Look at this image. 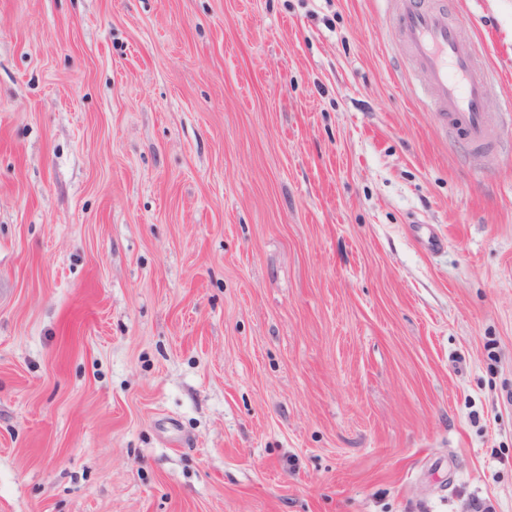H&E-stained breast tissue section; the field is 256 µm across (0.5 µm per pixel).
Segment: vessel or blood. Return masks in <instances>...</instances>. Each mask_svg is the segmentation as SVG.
I'll return each instance as SVG.
<instances>
[{"instance_id":"vessel-or-blood-1","label":"vessel or blood","mask_w":512,"mask_h":512,"mask_svg":"<svg viewBox=\"0 0 512 512\" xmlns=\"http://www.w3.org/2000/svg\"><path fill=\"white\" fill-rule=\"evenodd\" d=\"M396 25L429 86L437 90L436 107L449 126L473 149L490 147L494 130L486 112L488 85L446 9L431 0H400Z\"/></svg>"}]
</instances>
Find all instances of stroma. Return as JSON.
Listing matches in <instances>:
<instances>
[{"instance_id":"stroma-1","label":"stroma","mask_w":512,"mask_h":512,"mask_svg":"<svg viewBox=\"0 0 512 512\" xmlns=\"http://www.w3.org/2000/svg\"><path fill=\"white\" fill-rule=\"evenodd\" d=\"M0 0V512H512V0ZM396 25L428 85L437 90L435 104L448 125L473 149L490 147L494 129L485 106L488 85L472 48L448 22V11L429 0H400Z\"/></svg>"}]
</instances>
